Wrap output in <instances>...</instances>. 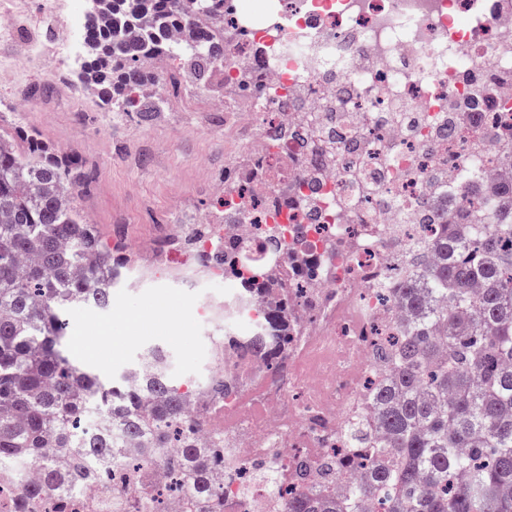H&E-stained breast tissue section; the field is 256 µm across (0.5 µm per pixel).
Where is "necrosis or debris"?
Returning a JSON list of instances; mask_svg holds the SVG:
<instances>
[{"label": "necrosis or debris", "instance_id": "4bbe7bcc", "mask_svg": "<svg viewBox=\"0 0 512 512\" xmlns=\"http://www.w3.org/2000/svg\"><path fill=\"white\" fill-rule=\"evenodd\" d=\"M0 44L69 57L82 31L31 30L24 0H0ZM224 221L181 225L193 250L238 247L241 271L294 268L303 292L296 341L265 368L234 350L225 370L250 383L224 399V512H279L284 491L252 470L292 472L299 449L343 447L368 415L367 382L394 311L378 288L430 233L426 211L486 202L512 174V0H225ZM285 253L272 258L269 226Z\"/></svg>", "mask_w": 512, "mask_h": 512}]
</instances>
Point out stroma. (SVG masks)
Returning <instances> with one entry per match:
<instances>
[{
    "instance_id": "1",
    "label": "stroma",
    "mask_w": 512,
    "mask_h": 512,
    "mask_svg": "<svg viewBox=\"0 0 512 512\" xmlns=\"http://www.w3.org/2000/svg\"><path fill=\"white\" fill-rule=\"evenodd\" d=\"M16 84L43 88L56 98L48 110L22 111ZM215 71L182 84L164 112H115L87 99L79 86L60 93L35 62L0 64V127L36 132L53 148L77 156L84 183L77 204L104 239L133 247L132 263L112 293L110 309L68 310L67 354L103 378L137 363L143 349L168 351L170 376L206 383L214 365L212 343L224 334L221 310L233 289L212 287L187 272L161 277L151 271V245L161 224H178L191 212L211 211L224 191V127L213 113L188 112L187 102L223 94ZM205 302L207 320L191 309ZM97 338L94 355L79 349L82 338Z\"/></svg>"
}]
</instances>
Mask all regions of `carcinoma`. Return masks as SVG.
<instances>
[{
  "mask_svg": "<svg viewBox=\"0 0 512 512\" xmlns=\"http://www.w3.org/2000/svg\"><path fill=\"white\" fill-rule=\"evenodd\" d=\"M203 16L211 25L199 28ZM175 27L194 34L157 42L155 30ZM84 29L80 85L114 112L165 110L162 98L147 104L141 97L155 78L147 62L160 54L194 79L224 61V0H98ZM81 179L75 160L52 152L40 135L0 127V473L23 482L19 465L39 470L11 507L42 512L73 492H104L140 512L158 498L150 486L128 497L121 482L104 490L77 482L59 458L84 439L88 458L110 466L125 464L132 442L160 460L177 449L169 490L189 492L198 512H224V485L210 476L223 436L200 447L185 411L189 387L163 368L105 383L65 354V310L110 308L121 275V257L77 209ZM494 193L493 223L480 208L453 216L407 249L404 278L386 289L405 319L378 349L387 378L369 393L373 421H349L347 448L315 463L326 489L352 469L362 479L339 496L290 490L284 512H366L376 497L383 512H512V181ZM233 256L196 254L204 269L218 261L232 269ZM271 288L281 290L282 302L267 325L224 336L268 363L294 341L287 315L298 294L260 270L238 294L243 303ZM234 388L229 372L204 385L214 405Z\"/></svg>",
  "mask_w": 512,
  "mask_h": 512,
  "instance_id": "obj_1",
  "label": "carcinoma"
}]
</instances>
